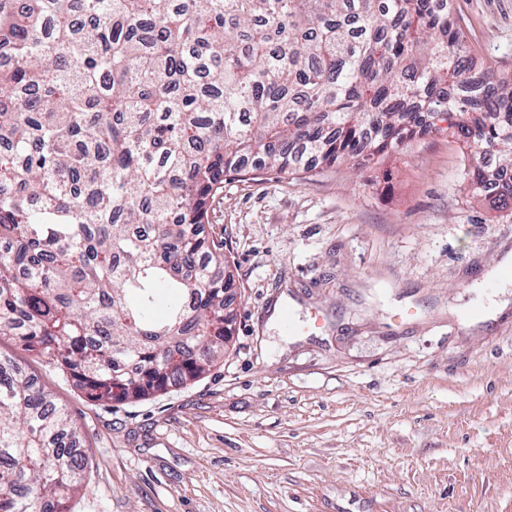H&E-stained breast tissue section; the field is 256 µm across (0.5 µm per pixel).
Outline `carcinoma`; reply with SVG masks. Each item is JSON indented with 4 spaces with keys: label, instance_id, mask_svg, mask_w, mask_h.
I'll list each match as a JSON object with an SVG mask.
<instances>
[{
    "label": "carcinoma",
    "instance_id": "1",
    "mask_svg": "<svg viewBox=\"0 0 512 512\" xmlns=\"http://www.w3.org/2000/svg\"><path fill=\"white\" fill-rule=\"evenodd\" d=\"M448 0H0V336L93 401L224 358V177L368 166L448 130L500 211L512 81ZM446 127H441V124ZM81 437L0 356V512H69Z\"/></svg>",
    "mask_w": 512,
    "mask_h": 512
}]
</instances>
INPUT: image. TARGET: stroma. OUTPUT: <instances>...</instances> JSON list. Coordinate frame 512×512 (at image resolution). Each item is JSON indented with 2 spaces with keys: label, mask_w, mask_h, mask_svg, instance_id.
Masks as SVG:
<instances>
[{
  "label": "stroma",
  "mask_w": 512,
  "mask_h": 512,
  "mask_svg": "<svg viewBox=\"0 0 512 512\" xmlns=\"http://www.w3.org/2000/svg\"><path fill=\"white\" fill-rule=\"evenodd\" d=\"M450 7L512 77V0ZM463 168L440 132L377 166L225 177L205 235L235 275L231 348L147 399L91 401L0 337L81 433L71 512H512V287L489 277L512 216Z\"/></svg>",
  "instance_id": "35a3bbf8"
}]
</instances>
